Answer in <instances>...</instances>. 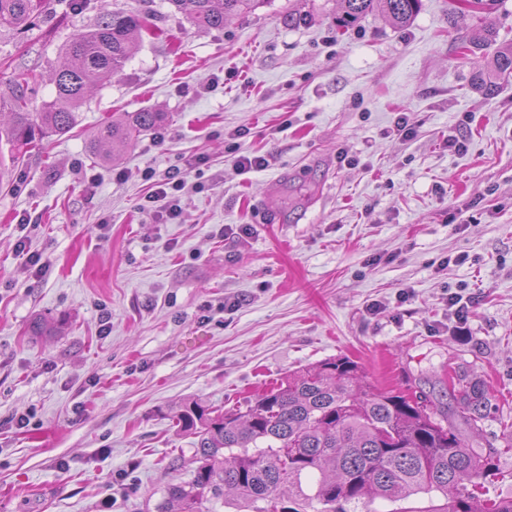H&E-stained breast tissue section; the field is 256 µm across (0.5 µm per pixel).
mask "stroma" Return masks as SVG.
I'll return each mask as SVG.
<instances>
[{
	"instance_id": "1",
	"label": "stroma",
	"mask_w": 512,
	"mask_h": 512,
	"mask_svg": "<svg viewBox=\"0 0 512 512\" xmlns=\"http://www.w3.org/2000/svg\"><path fill=\"white\" fill-rule=\"evenodd\" d=\"M458 4L347 29L336 0H266L200 30L168 0H49L0 28V96L31 73L38 112L74 34L107 9L156 17L69 133L22 156L0 143V512H156L191 466L185 405L233 406L340 356L444 405L453 371L486 389L495 410L468 440L503 454L478 492L512 497V76L471 85L485 31L512 45V0ZM144 108L166 121L99 162L97 126ZM399 112L414 139L390 136ZM235 129L268 167L235 168ZM185 165L203 189L181 219L143 211L142 171ZM455 288L477 300L463 336ZM37 317L61 332L29 335Z\"/></svg>"
}]
</instances>
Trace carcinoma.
I'll return each instance as SVG.
<instances>
[{"instance_id":"obj_1","label":"carcinoma","mask_w":512,"mask_h":512,"mask_svg":"<svg viewBox=\"0 0 512 512\" xmlns=\"http://www.w3.org/2000/svg\"><path fill=\"white\" fill-rule=\"evenodd\" d=\"M201 30L224 27L229 16L252 13L266 0H168ZM341 26L371 13L404 26L420 0H337ZM45 7L44 0H0V28H19ZM147 11H105L62 49L56 97L42 111H29V74L12 83L11 123L0 140L14 148L70 132L87 90L120 73L142 31ZM512 74V48L493 52L490 69L477 70L473 84L492 90V78ZM164 114L121 112L100 124L90 149L110 163ZM452 410L428 395L381 389L363 379L357 362L328 359L290 376L245 407L219 412L198 402L176 415V426L195 438L191 478L168 490L158 512H206L205 504L234 493L245 512H358L375 500L396 501L436 493L444 503L427 512H512V499L487 502L475 492L493 466L497 448L477 450L459 427L480 431L493 404L488 392L459 376L452 384Z\"/></svg>"}]
</instances>
